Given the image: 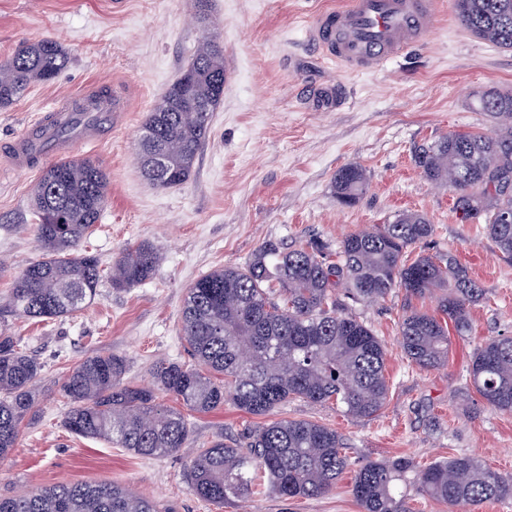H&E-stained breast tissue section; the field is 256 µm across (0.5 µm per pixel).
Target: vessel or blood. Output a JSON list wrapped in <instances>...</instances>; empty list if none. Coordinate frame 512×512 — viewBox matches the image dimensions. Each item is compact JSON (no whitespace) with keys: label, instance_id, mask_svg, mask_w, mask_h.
Masks as SVG:
<instances>
[{"label":"vessel or blood","instance_id":"obj_1","mask_svg":"<svg viewBox=\"0 0 512 512\" xmlns=\"http://www.w3.org/2000/svg\"><path fill=\"white\" fill-rule=\"evenodd\" d=\"M436 15L435 0H348L346 6L322 15L313 40L327 59L366 72L416 44L432 30ZM102 89V83H95L77 98L97 99ZM74 99L64 98L41 114L27 136L11 145L10 167L20 170L65 156L70 149L67 134L73 130L79 131L85 142L97 139L100 127L76 129V115L71 110Z\"/></svg>","mask_w":512,"mask_h":512}]
</instances>
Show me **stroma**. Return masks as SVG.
<instances>
[{
	"instance_id": "stroma-1",
	"label": "stroma",
	"mask_w": 512,
	"mask_h": 512,
	"mask_svg": "<svg viewBox=\"0 0 512 512\" xmlns=\"http://www.w3.org/2000/svg\"><path fill=\"white\" fill-rule=\"evenodd\" d=\"M346 2L211 0L231 80L189 180L159 188L141 174L138 138L147 113L205 34L194 19L195 0H0V58L45 36L70 52L68 67L52 83L33 85L0 108V157L62 96L110 82L127 105L122 122L73 149L74 157L110 175L109 206L84 245L106 269L142 241L161 255L152 279L121 290L102 280L94 301L74 316L0 318L43 366L39 399L21 423L16 447L0 461V497L62 482H108L168 512H361L350 486L359 466L372 460L402 456L423 466L467 454L512 475V412L488 406L466 372L476 346L512 335V263L483 221L463 218L452 192L430 182L413 161L417 147L451 133L494 135L495 123L477 99L490 89L512 91V50L466 30L453 0H436V24L421 42L383 68L350 72L323 58L310 37L320 14ZM348 165L367 176L350 207L338 203L333 187L336 172ZM41 173L0 164L1 309L13 278L41 256L30 202ZM406 211L434 226L425 252L454 256L486 295L470 310L471 332L452 336L447 365L435 369L408 360L399 335L408 309L434 311L435 297L409 303L396 289L354 305L386 347L390 390L383 408L357 419L330 404L293 399L272 413L344 437L350 465L327 494L265 493L224 504L197 498L188 465L199 450L219 439L236 442L264 422L229 404L188 412L184 447L162 458H141L63 427L68 402L59 387L86 357H122L124 380L132 385L150 384L158 360L191 363L181 310L187 287L201 275L244 265L268 242L291 249L310 240L334 245Z\"/></svg>"
}]
</instances>
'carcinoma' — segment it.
<instances>
[{"label":"carcinoma","instance_id":"obj_1","mask_svg":"<svg viewBox=\"0 0 512 512\" xmlns=\"http://www.w3.org/2000/svg\"><path fill=\"white\" fill-rule=\"evenodd\" d=\"M460 23L475 36L512 49V0H455ZM70 62L58 40L44 37L0 59V108L33 84L49 83ZM195 79L208 112L179 107L171 84L154 104L139 135L145 178L167 188L185 183L208 132L210 113L222 99L209 91L224 76V51L209 32L183 73ZM479 107L507 131L496 136L450 133L415 149L425 177L450 187L454 206L468 219H484L503 258L512 261V94L490 90ZM108 173L83 159L49 165L34 188L36 241L42 257L12 283L10 312L28 319L69 317L95 299L102 280L99 259L80 249L108 204ZM362 168L339 169L333 186L341 204H356L365 190ZM433 225L405 212L390 224L345 236L336 248L310 242L294 249L263 245L246 265L213 270L187 287L182 308L184 340L195 365L159 362L153 385L123 382L117 355L88 356L61 387L70 407L63 426L82 438L104 439L130 453L158 458L183 447L189 422L158 401L157 392L187 408L209 413L230 401L265 416L293 398L331 403L355 418L383 406L389 391L385 352L373 331L338 298L372 302L400 288L410 298L439 294L436 313L414 311L400 325L405 356L423 368L448 363L449 328L470 330L469 309L484 289L456 258L408 249L427 241ZM161 260L149 242L125 250L113 263L116 289L149 280ZM42 366L0 329V458L16 447L20 424L31 411ZM472 388L488 405L512 412V336L477 347L469 363ZM348 447L336 430L308 420H275L246 441L222 440L202 449L189 465L191 486L203 500L222 503L264 488L294 499L324 495L348 468ZM415 490L450 506L512 498V476L467 455L426 466L399 457L369 461L355 472L351 493L362 512H410L408 475ZM0 512H159L157 504L107 483H59L40 491L0 497Z\"/></svg>","mask_w":512,"mask_h":512}]
</instances>
